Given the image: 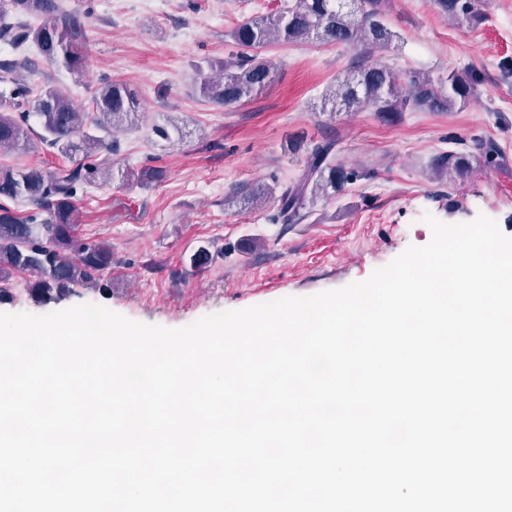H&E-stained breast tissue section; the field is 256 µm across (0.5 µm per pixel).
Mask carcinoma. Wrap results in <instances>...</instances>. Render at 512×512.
<instances>
[{
	"label": "carcinoma",
	"instance_id": "cac0c4a2",
	"mask_svg": "<svg viewBox=\"0 0 512 512\" xmlns=\"http://www.w3.org/2000/svg\"><path fill=\"white\" fill-rule=\"evenodd\" d=\"M453 20L470 19L476 0H434ZM84 16L66 9L61 0H0V43L12 55L0 59V148H16L37 118L40 141L57 151L65 163L51 170L0 165V301L10 296L5 284L14 271L33 278L30 294L38 301L57 299L74 285H101L112 271V247L77 235L80 212L76 202L90 188L112 180V168L98 156L119 151L116 141L98 132L134 124L139 116L135 94L120 82L105 81L90 94L89 108L74 106L62 85H37L22 78L43 60L73 75L83 68ZM233 47L222 61L199 70L195 91L224 106L244 104L271 81L274 65L260 56L272 43L316 39L368 49L389 47L398 35L383 21L378 0H293L275 11L240 21L229 33ZM35 47L38 57L29 55ZM355 74L338 78L323 95L330 111L368 108L384 117L407 110L451 112L472 96L475 78L458 72L438 83L419 72L400 74L384 65L353 62ZM306 152V167L291 183L276 184L262 193L277 198L275 224H296L307 217V196L340 193L357 178L336 164V140L288 150ZM478 154L450 150L438 167L464 173L472 158L490 163L496 151L477 146ZM25 206L21 210L17 205Z\"/></svg>",
	"mask_w": 512,
	"mask_h": 512
}]
</instances>
